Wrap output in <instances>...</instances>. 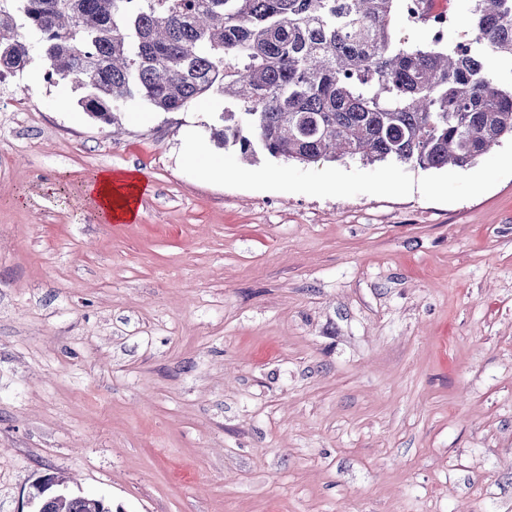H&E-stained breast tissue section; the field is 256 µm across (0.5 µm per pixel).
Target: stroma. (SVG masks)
I'll list each match as a JSON object with an SVG mask.
<instances>
[{"instance_id":"1","label":"stroma","mask_w":512,"mask_h":512,"mask_svg":"<svg viewBox=\"0 0 512 512\" xmlns=\"http://www.w3.org/2000/svg\"><path fill=\"white\" fill-rule=\"evenodd\" d=\"M0 512H512V139L473 166L190 159L210 112L0 80ZM147 183L132 224L80 186ZM31 491L28 495V504L32 510L27 512H47L54 503L64 500L66 497L80 499L81 494L68 490L52 474L37 476L31 484ZM52 512H110L112 503L106 500H95L88 497L86 500H79L62 506H55Z\"/></svg>"}]
</instances>
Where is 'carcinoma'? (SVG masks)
Wrapping results in <instances>:
<instances>
[{
    "instance_id": "obj_1",
    "label": "carcinoma",
    "mask_w": 512,
    "mask_h": 512,
    "mask_svg": "<svg viewBox=\"0 0 512 512\" xmlns=\"http://www.w3.org/2000/svg\"><path fill=\"white\" fill-rule=\"evenodd\" d=\"M403 0H0V76L44 81L114 126L215 96L210 139L246 157L464 168L512 136V0H469L474 36L395 37ZM493 54L508 79L491 76ZM52 512H112L92 497Z\"/></svg>"
}]
</instances>
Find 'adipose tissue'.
Wrapping results in <instances>:
<instances>
[{
  "label": "adipose tissue",
  "mask_w": 512,
  "mask_h": 512,
  "mask_svg": "<svg viewBox=\"0 0 512 512\" xmlns=\"http://www.w3.org/2000/svg\"><path fill=\"white\" fill-rule=\"evenodd\" d=\"M145 188V180L138 172L104 171L85 182L79 195L84 205L103 219L123 223L139 216V201Z\"/></svg>",
  "instance_id": "ef3b65f1"
}]
</instances>
